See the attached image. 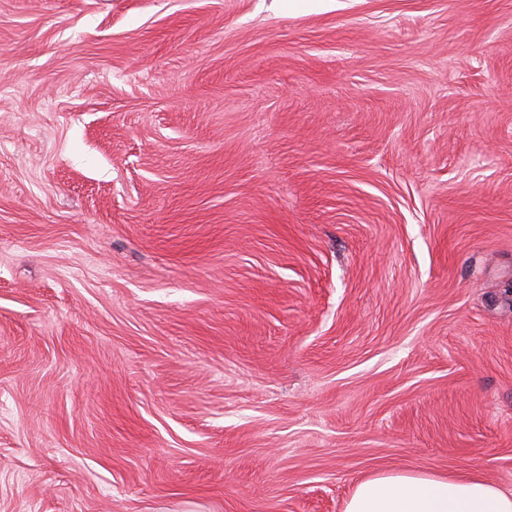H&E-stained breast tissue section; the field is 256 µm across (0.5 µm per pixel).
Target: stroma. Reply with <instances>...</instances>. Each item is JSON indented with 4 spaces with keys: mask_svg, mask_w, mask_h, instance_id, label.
<instances>
[{
    "mask_svg": "<svg viewBox=\"0 0 512 512\" xmlns=\"http://www.w3.org/2000/svg\"><path fill=\"white\" fill-rule=\"evenodd\" d=\"M512 488V0H0V512Z\"/></svg>",
    "mask_w": 512,
    "mask_h": 512,
    "instance_id": "obj_1",
    "label": "stroma"
}]
</instances>
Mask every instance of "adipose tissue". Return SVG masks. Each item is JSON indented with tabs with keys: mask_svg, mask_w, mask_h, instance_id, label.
<instances>
[{
	"mask_svg": "<svg viewBox=\"0 0 512 512\" xmlns=\"http://www.w3.org/2000/svg\"><path fill=\"white\" fill-rule=\"evenodd\" d=\"M346 512H512V490L478 477L380 474L358 483Z\"/></svg>",
	"mask_w": 512,
	"mask_h": 512,
	"instance_id": "1",
	"label": "adipose tissue"
}]
</instances>
